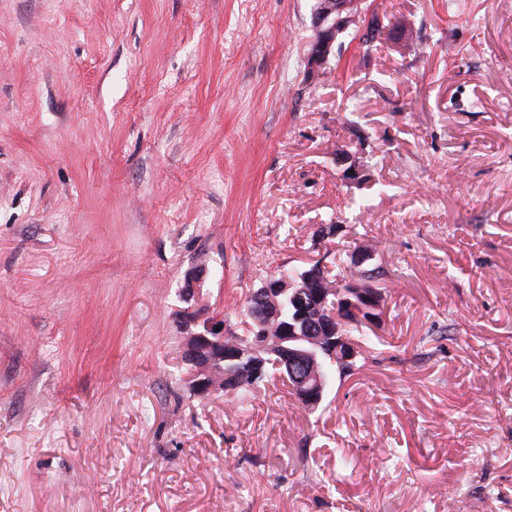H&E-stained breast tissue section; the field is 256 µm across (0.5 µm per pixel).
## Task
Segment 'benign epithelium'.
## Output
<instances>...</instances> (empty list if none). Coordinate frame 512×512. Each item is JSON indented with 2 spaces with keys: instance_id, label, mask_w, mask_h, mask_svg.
Instances as JSON below:
<instances>
[{
  "instance_id": "7a95c632",
  "label": "benign epithelium",
  "mask_w": 512,
  "mask_h": 512,
  "mask_svg": "<svg viewBox=\"0 0 512 512\" xmlns=\"http://www.w3.org/2000/svg\"><path fill=\"white\" fill-rule=\"evenodd\" d=\"M364 0H316L312 15L313 38L309 42L305 65L309 77L326 74L328 64L336 53V42L349 27L357 24L364 13ZM310 288L309 297L296 303L297 314L292 322H279L280 301L288 294L295 282L286 276H271L258 292L259 307L249 312L248 329L257 331L263 338L258 348L236 347L224 351V319L211 317L193 322L185 355L190 372L186 376L190 389L201 396L224 388V360H242L256 357L250 364L252 377L263 374L265 361L258 351L267 349L290 364L303 368V376L293 390L298 393L302 405L315 409L322 401L321 380L315 373L318 356L329 351L343 362H352L361 354L360 344L344 333L346 324L357 318L373 326L381 318L382 298L375 288H364L356 280H319L316 288ZM342 296L343 309L326 308L327 297ZM221 330H215V327Z\"/></svg>"
}]
</instances>
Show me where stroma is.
I'll use <instances>...</instances> for the list:
<instances>
[{
  "instance_id": "obj_1",
  "label": "stroma",
  "mask_w": 512,
  "mask_h": 512,
  "mask_svg": "<svg viewBox=\"0 0 512 512\" xmlns=\"http://www.w3.org/2000/svg\"><path fill=\"white\" fill-rule=\"evenodd\" d=\"M312 5L0 0V512H512V0H365L318 81ZM363 247L318 409L183 385L187 316Z\"/></svg>"
}]
</instances>
